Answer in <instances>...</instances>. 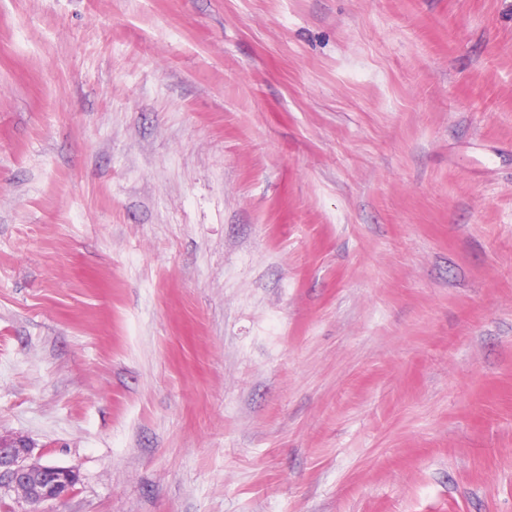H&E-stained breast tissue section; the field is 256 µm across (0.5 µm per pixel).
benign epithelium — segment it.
<instances>
[{"label":"benign epithelium","instance_id":"7a95c632","mask_svg":"<svg viewBox=\"0 0 512 512\" xmlns=\"http://www.w3.org/2000/svg\"><path fill=\"white\" fill-rule=\"evenodd\" d=\"M31 448L24 440H0V485H8L22 498L41 504L69 497L78 483L73 467L30 461Z\"/></svg>","mask_w":512,"mask_h":512}]
</instances>
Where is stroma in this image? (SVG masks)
<instances>
[{
	"mask_svg": "<svg viewBox=\"0 0 512 512\" xmlns=\"http://www.w3.org/2000/svg\"><path fill=\"white\" fill-rule=\"evenodd\" d=\"M0 439L42 512H512V0H0ZM30 452L31 448L24 440H0V485L7 484L26 500L31 488L29 477L40 473L39 489L35 493L31 491L38 505L69 497L78 483L77 470L49 462H29Z\"/></svg>",
	"mask_w": 512,
	"mask_h": 512,
	"instance_id": "1",
	"label": "stroma"
}]
</instances>
